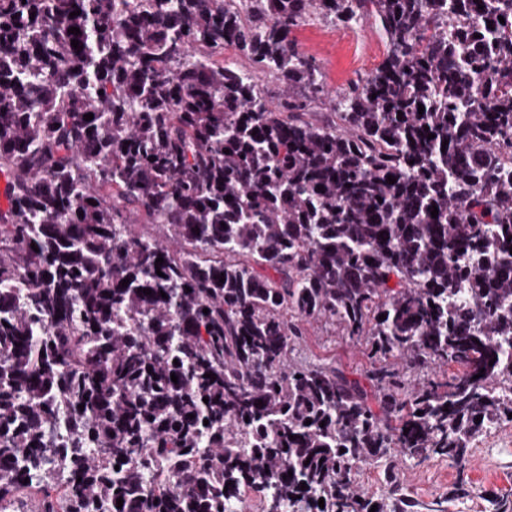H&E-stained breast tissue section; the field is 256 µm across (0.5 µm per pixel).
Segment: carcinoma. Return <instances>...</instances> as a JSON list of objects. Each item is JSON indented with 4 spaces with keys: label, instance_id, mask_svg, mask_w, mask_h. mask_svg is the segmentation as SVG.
<instances>
[{
    "label": "carcinoma",
    "instance_id": "carcinoma-1",
    "mask_svg": "<svg viewBox=\"0 0 512 512\" xmlns=\"http://www.w3.org/2000/svg\"><path fill=\"white\" fill-rule=\"evenodd\" d=\"M313 16L388 43L325 123ZM1 178L0 512H370L512 413V0H0ZM326 331L319 325L309 327L308 336L301 346V355L336 358V363L352 378L366 370V360L360 347L353 341H330Z\"/></svg>",
    "mask_w": 512,
    "mask_h": 512
}]
</instances>
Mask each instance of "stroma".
Returning a JSON list of instances; mask_svg holds the SVG:
<instances>
[{
	"label": "stroma",
	"mask_w": 512,
	"mask_h": 512,
	"mask_svg": "<svg viewBox=\"0 0 512 512\" xmlns=\"http://www.w3.org/2000/svg\"><path fill=\"white\" fill-rule=\"evenodd\" d=\"M296 38L332 93L370 73L387 53L381 33L361 23L343 27L312 18L297 29ZM301 353L333 358L353 378L366 369L355 342L330 341L318 325L310 326ZM357 482L365 496L385 504L402 498L406 512H512V421H499L480 435L462 463L435 457L420 464L399 456L390 466H367Z\"/></svg>",
	"instance_id": "1"
}]
</instances>
